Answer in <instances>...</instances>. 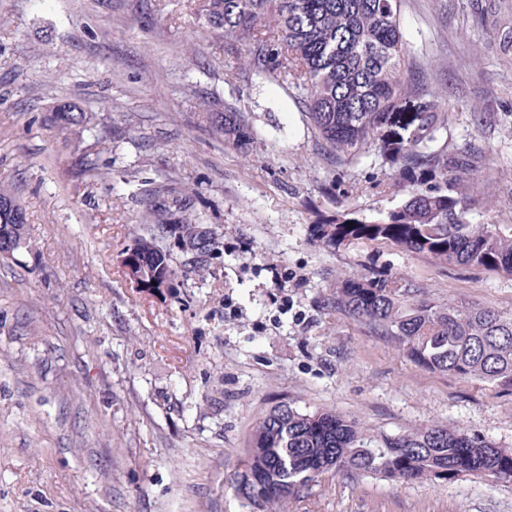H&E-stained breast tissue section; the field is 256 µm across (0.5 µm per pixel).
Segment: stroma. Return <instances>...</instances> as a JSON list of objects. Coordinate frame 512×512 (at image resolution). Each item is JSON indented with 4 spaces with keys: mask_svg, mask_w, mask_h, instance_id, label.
<instances>
[{
    "mask_svg": "<svg viewBox=\"0 0 512 512\" xmlns=\"http://www.w3.org/2000/svg\"><path fill=\"white\" fill-rule=\"evenodd\" d=\"M416 77L407 120L440 94L451 149L487 164L469 183L476 224L512 226V0H402ZM302 91L243 68L194 0H0V178L27 216L0 255V512H257L233 483L255 424L288 403L372 434L438 423L512 448V387L416 366L337 311L345 277L389 274L435 303L512 312V274L316 228L371 220L408 195L379 145L331 151ZM96 127L54 135V102ZM238 112L246 145L202 115ZM112 179L76 175L74 153ZM187 191L220 250L204 272L173 248V287L126 279L145 190ZM287 272L275 287L273 270ZM285 512H512V483L401 482L328 472Z\"/></svg>",
    "mask_w": 512,
    "mask_h": 512,
    "instance_id": "obj_1",
    "label": "stroma"
}]
</instances>
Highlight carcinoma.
I'll return each mask as SVG.
<instances>
[{
	"label": "carcinoma",
	"instance_id": "carcinoma-1",
	"mask_svg": "<svg viewBox=\"0 0 512 512\" xmlns=\"http://www.w3.org/2000/svg\"><path fill=\"white\" fill-rule=\"evenodd\" d=\"M207 26L224 37L242 65L286 81L305 92L310 123L338 154L351 155L373 142L391 152L409 180V196L376 220L342 218L318 227L328 245L354 240H386L448 264L512 274V228L473 224L466 193L479 156L471 150L435 145L445 123L441 103L418 107L408 135L384 137L386 126L412 85L404 74L406 43L400 0H198ZM209 129L243 144L247 131L238 112H205ZM93 120L77 101L49 109L47 127L60 135ZM80 176L107 181L111 172L76 157ZM447 186L443 190L436 182ZM141 223L146 233L128 249L144 261L145 278H175L170 248L197 257L203 270L219 249L204 237L186 208L172 211L160 191L146 197ZM25 224L0 212V240L19 248ZM416 290L387 275L344 279L336 287V309L378 336L390 338L417 366L464 378L512 386V312L463 301L435 304L416 299ZM374 475L398 481H446L460 475L512 482V448H500L481 435L431 424L397 437L372 435L359 423L330 410L302 413L281 404L260 420L250 435L236 491L262 512H283L325 472Z\"/></svg>",
	"mask_w": 512,
	"mask_h": 512
}]
</instances>
